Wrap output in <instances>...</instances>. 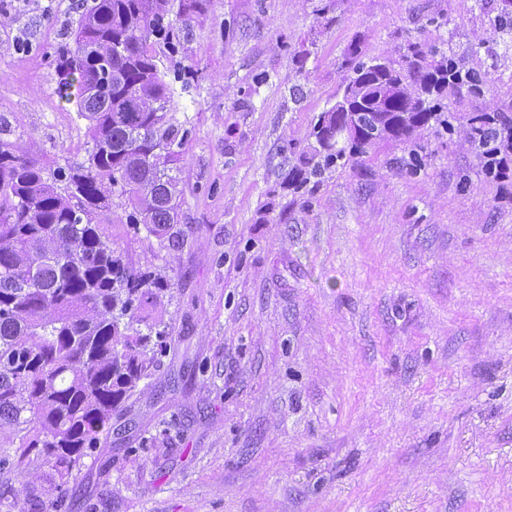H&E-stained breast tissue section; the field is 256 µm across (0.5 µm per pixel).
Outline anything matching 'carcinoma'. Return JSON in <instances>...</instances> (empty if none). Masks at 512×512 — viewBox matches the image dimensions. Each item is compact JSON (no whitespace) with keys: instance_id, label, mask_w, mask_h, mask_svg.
I'll return each instance as SVG.
<instances>
[{"instance_id":"carcinoma-1","label":"carcinoma","mask_w":512,"mask_h":512,"mask_svg":"<svg viewBox=\"0 0 512 512\" xmlns=\"http://www.w3.org/2000/svg\"><path fill=\"white\" fill-rule=\"evenodd\" d=\"M171 0H81L72 44L58 56L59 91L89 122L86 162L45 177L46 166L0 139V432L20 459L51 457L69 475L108 429L112 412L146 375L148 333L134 328L137 311L170 288L163 278L124 263L95 223L112 198L132 225L166 234L178 223V148L186 131L169 116L171 92L160 75L150 38L170 41ZM408 66L383 69L348 60L349 83L378 92L398 85L390 111L366 110L359 125L378 140L408 146L437 120L448 133L457 113L429 96L465 84L483 92L487 76L459 69L454 55L426 63L417 43ZM469 142L488 176L512 159V113L475 112ZM343 115L324 112L313 128L320 146L315 176L372 144L336 140ZM63 186H58V183Z\"/></svg>"}]
</instances>
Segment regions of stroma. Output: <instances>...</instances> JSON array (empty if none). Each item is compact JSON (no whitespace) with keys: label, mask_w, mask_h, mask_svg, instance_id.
I'll list each match as a JSON object with an SVG mask.
<instances>
[{"label":"stroma","mask_w":512,"mask_h":512,"mask_svg":"<svg viewBox=\"0 0 512 512\" xmlns=\"http://www.w3.org/2000/svg\"><path fill=\"white\" fill-rule=\"evenodd\" d=\"M151 43L187 131L172 237L98 215L170 280L171 337L68 478L0 438V512H512V170L485 178L475 112L512 113L503 0H181ZM69 0H0V139L84 162L54 55ZM420 42L488 76L416 165L385 141L303 187L288 171L351 51Z\"/></svg>","instance_id":"stroma-1"}]
</instances>
